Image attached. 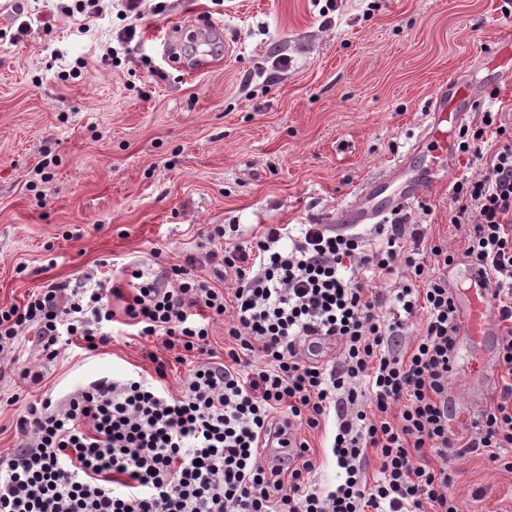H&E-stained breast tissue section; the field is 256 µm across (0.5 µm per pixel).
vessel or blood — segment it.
Segmentation results:
<instances>
[{
  "instance_id": "1",
  "label": "vessel or blood",
  "mask_w": 512,
  "mask_h": 512,
  "mask_svg": "<svg viewBox=\"0 0 512 512\" xmlns=\"http://www.w3.org/2000/svg\"><path fill=\"white\" fill-rule=\"evenodd\" d=\"M499 68L504 84H512V31L499 41ZM476 99L466 98L462 87H440L431 99L429 111L431 121L422 131V143L443 152H451L448 141L449 124H461L469 110L480 108ZM405 166L398 163L388 175L380 181H371L361 186L354 197L346 202L336 222L337 228L346 229L365 224L377 223L381 212L378 202H385L394 208L399 204L390 188L402 183L406 195L423 197L436 186L435 179L405 180ZM449 281L453 286L449 293L457 315L458 343L461 350L475 349L482 352L487 368H494L496 362L495 338L497 327V301L485 270L477 264L468 262L462 268L450 273Z\"/></svg>"
}]
</instances>
